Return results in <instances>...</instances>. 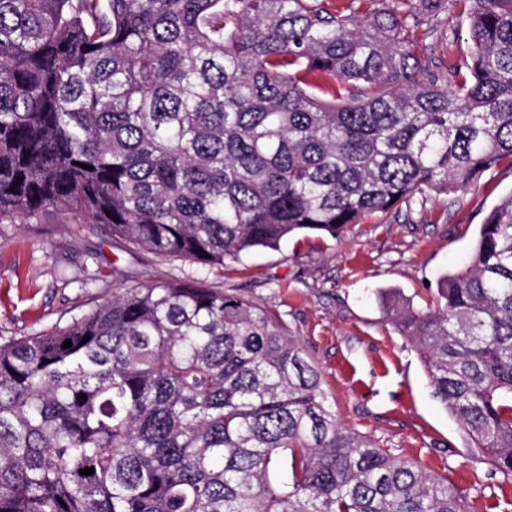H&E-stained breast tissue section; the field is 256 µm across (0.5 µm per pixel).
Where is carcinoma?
Instances as JSON below:
<instances>
[{
    "mask_svg": "<svg viewBox=\"0 0 512 512\" xmlns=\"http://www.w3.org/2000/svg\"><path fill=\"white\" fill-rule=\"evenodd\" d=\"M456 2L469 62L448 87L419 78L385 7L0 0V222L52 209L214 270L465 189L512 165V0ZM386 315L470 449L512 476V191L429 307ZM0 512L470 506L343 427L281 319L175 280L0 337Z\"/></svg>",
    "mask_w": 512,
    "mask_h": 512,
    "instance_id": "cac0c4a2",
    "label": "carcinoma"
}]
</instances>
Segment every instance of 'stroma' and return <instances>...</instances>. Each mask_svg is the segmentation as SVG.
Instances as JSON below:
<instances>
[{
    "instance_id": "1",
    "label": "stroma",
    "mask_w": 512,
    "mask_h": 512,
    "mask_svg": "<svg viewBox=\"0 0 512 512\" xmlns=\"http://www.w3.org/2000/svg\"><path fill=\"white\" fill-rule=\"evenodd\" d=\"M410 14L409 40L424 78L453 81L469 48L460 6L438 11L420 0H385ZM512 191L501 164L457 194L414 198L401 210L365 217L339 239L298 236L204 273L196 263L129 248L104 225L75 223L50 211L0 224V336L32 334L71 319L127 288L200 279L246 297L278 316L319 367L337 420L397 457L448 478L474 512L512 504V479L469 452L462 426L433 395L414 344L388 322L380 300L395 292L414 307L429 303L438 277L468 261L480 224ZM103 279L65 283L83 263Z\"/></svg>"
}]
</instances>
